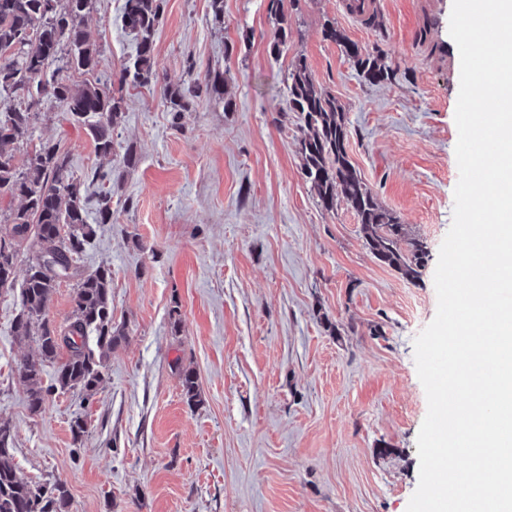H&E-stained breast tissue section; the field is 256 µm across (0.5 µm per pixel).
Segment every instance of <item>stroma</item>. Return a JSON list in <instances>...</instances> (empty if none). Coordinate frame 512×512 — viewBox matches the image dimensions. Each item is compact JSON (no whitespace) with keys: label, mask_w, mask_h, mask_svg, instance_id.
<instances>
[{"label":"stroma","mask_w":512,"mask_h":512,"mask_svg":"<svg viewBox=\"0 0 512 512\" xmlns=\"http://www.w3.org/2000/svg\"><path fill=\"white\" fill-rule=\"evenodd\" d=\"M374 24L345 0H284L293 34L279 55L267 0H163L155 35L161 79L121 83L135 53L122 0H96L84 26L96 75L125 101L117 151L138 163L112 186L111 223L79 261L112 269V316L127 336L90 399L48 398L30 413L16 376L37 350L13 333L18 290L0 291V420L21 475L63 481L70 512H407L419 479L427 399L415 337L437 311L434 272L451 227L460 57L453 0H372ZM336 21L377 48L394 80L360 78L322 35ZM348 121V154L378 201L427 245L413 281L376 260L344 202L317 204L303 175L305 127L288 116L283 78L296 55ZM224 71L220 100H201L175 129L168 87ZM35 145L57 142L78 176L101 164L84 127L45 101ZM178 310L180 335L170 332ZM194 368L189 407L179 372ZM88 432L74 444L70 421Z\"/></svg>","instance_id":"obj_1"}]
</instances>
